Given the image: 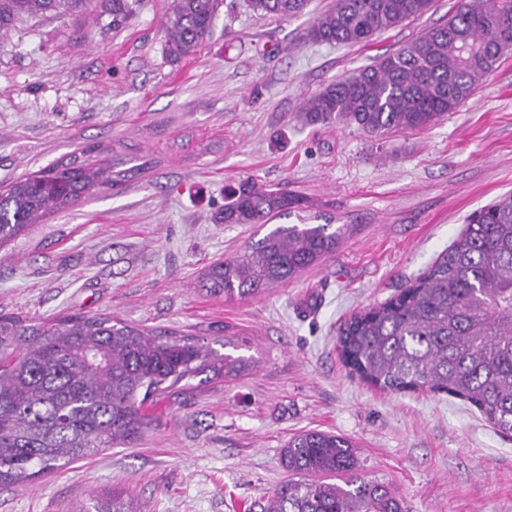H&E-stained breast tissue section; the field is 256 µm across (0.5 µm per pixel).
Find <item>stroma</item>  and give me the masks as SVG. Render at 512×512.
<instances>
[{
	"label": "stroma",
	"instance_id": "35a3bbf8",
	"mask_svg": "<svg viewBox=\"0 0 512 512\" xmlns=\"http://www.w3.org/2000/svg\"><path fill=\"white\" fill-rule=\"evenodd\" d=\"M332 2L281 20L224 0L177 63L164 55L172 0H140L117 29L90 0L0 31V185L80 153L119 174L0 248V311L109 315L243 359L147 402L133 443L0 489V512H80L114 492L141 512H261L286 477L281 448L308 430L353 441L363 475L405 512H512V436L448 395L372 387L337 350L346 318L412 283L470 214L512 191V57L424 130L377 140L304 125V98L415 40L456 0L366 44L304 41ZM241 177L304 198L280 223L346 233L295 280L227 301L199 282L256 238L214 221Z\"/></svg>",
	"mask_w": 512,
	"mask_h": 512
}]
</instances>
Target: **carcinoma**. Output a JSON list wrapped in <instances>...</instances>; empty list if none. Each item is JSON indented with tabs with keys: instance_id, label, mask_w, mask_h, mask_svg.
Returning <instances> with one entry per match:
<instances>
[{
	"instance_id": "carcinoma-1",
	"label": "carcinoma",
	"mask_w": 512,
	"mask_h": 512,
	"mask_svg": "<svg viewBox=\"0 0 512 512\" xmlns=\"http://www.w3.org/2000/svg\"><path fill=\"white\" fill-rule=\"evenodd\" d=\"M87 0H0V29L28 14L74 11ZM125 22L139 0H98ZM434 0H333L304 38L365 44L420 18ZM253 9L289 20L308 0H251ZM219 0H172L163 21L165 54L178 62L210 34ZM512 55V0H456L448 20L375 64L326 85L304 102L301 120L354 125L369 137L422 130L458 109ZM112 182V165L75 156L0 188V246ZM302 205L286 190L250 178L229 189L219 224L269 223ZM344 226L280 224L212 264L202 287L226 300L284 284L335 252ZM349 372L383 391L445 393L467 402L500 433L512 435V193L485 206L448 251L396 296L338 329ZM240 358L110 316L33 321L0 312V489L139 436L148 397L188 379L226 376ZM288 480L263 512H404L383 482L360 473L356 445L309 431L282 449ZM82 512H139L131 496L93 500Z\"/></svg>"
}]
</instances>
